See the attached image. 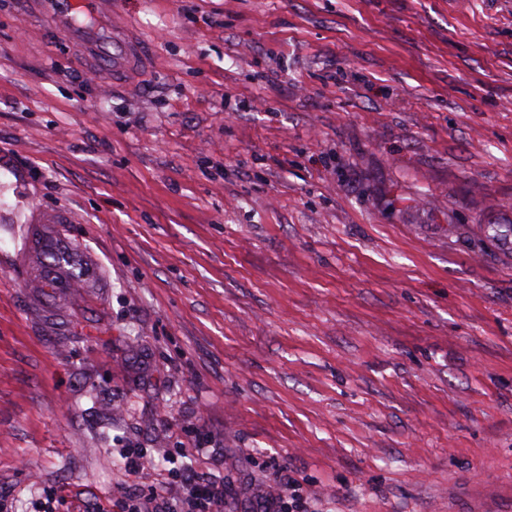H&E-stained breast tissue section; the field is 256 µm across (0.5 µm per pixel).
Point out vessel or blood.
Here are the masks:
<instances>
[{
  "label": "vessel or blood",
  "instance_id": "vessel-or-blood-1",
  "mask_svg": "<svg viewBox=\"0 0 512 512\" xmlns=\"http://www.w3.org/2000/svg\"><path fill=\"white\" fill-rule=\"evenodd\" d=\"M45 18L81 49L87 65L132 85L150 67L145 36L116 18L115 0H42Z\"/></svg>",
  "mask_w": 512,
  "mask_h": 512
}]
</instances>
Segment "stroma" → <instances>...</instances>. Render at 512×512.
<instances>
[{"label":"stroma","instance_id":"35a3bbf8","mask_svg":"<svg viewBox=\"0 0 512 512\" xmlns=\"http://www.w3.org/2000/svg\"><path fill=\"white\" fill-rule=\"evenodd\" d=\"M119 11L131 87L0 0L6 512L170 456L224 512H512V0ZM287 486L289 490V486L291 483L288 481V485H283L278 492L273 494L272 496L264 499H260L257 504L256 511L259 512H321L322 510H308L305 508L301 502L299 501L298 496L295 494L296 490H293V493H288V500L286 498Z\"/></svg>","mask_w":512,"mask_h":512}]
</instances>
